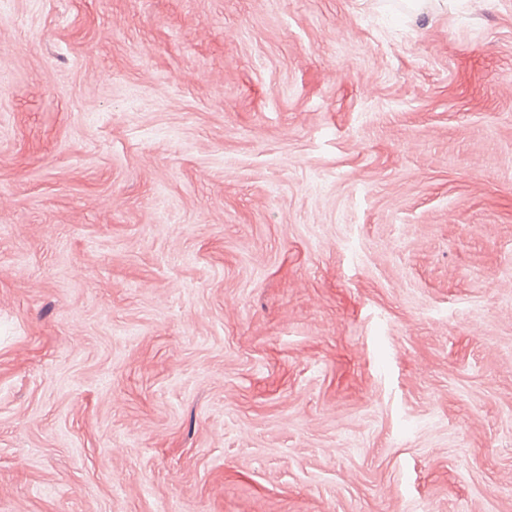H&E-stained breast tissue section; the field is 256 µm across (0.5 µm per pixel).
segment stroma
<instances>
[{
	"label": "stroma",
	"mask_w": 512,
	"mask_h": 512,
	"mask_svg": "<svg viewBox=\"0 0 512 512\" xmlns=\"http://www.w3.org/2000/svg\"><path fill=\"white\" fill-rule=\"evenodd\" d=\"M0 512H512V0H0Z\"/></svg>",
	"instance_id": "obj_1"
}]
</instances>
